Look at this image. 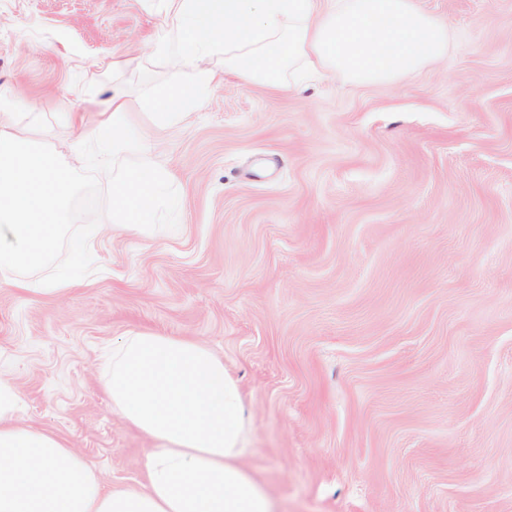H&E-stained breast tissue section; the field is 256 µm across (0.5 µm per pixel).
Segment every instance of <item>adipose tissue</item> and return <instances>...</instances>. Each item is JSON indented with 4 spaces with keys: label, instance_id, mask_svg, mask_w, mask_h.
<instances>
[{
    "label": "adipose tissue",
    "instance_id": "obj_1",
    "mask_svg": "<svg viewBox=\"0 0 512 512\" xmlns=\"http://www.w3.org/2000/svg\"><path fill=\"white\" fill-rule=\"evenodd\" d=\"M154 55L188 74L145 105L155 128L186 123L222 83L297 91L315 76L396 85L448 54L453 33L420 0H158ZM223 58L215 69L214 58ZM67 113L74 149L111 160L112 229L148 235L180 199L125 97L90 95ZM112 408L154 446L143 490H106L60 437L19 415L17 388L0 379V512H276L246 463L244 407L223 358L207 345L152 331L112 352Z\"/></svg>",
    "mask_w": 512,
    "mask_h": 512
}]
</instances>
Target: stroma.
Here are the masks:
<instances>
[{
  "label": "stroma",
  "mask_w": 512,
  "mask_h": 512,
  "mask_svg": "<svg viewBox=\"0 0 512 512\" xmlns=\"http://www.w3.org/2000/svg\"><path fill=\"white\" fill-rule=\"evenodd\" d=\"M421 3L455 31L437 66L299 93L225 77L188 125L138 129L180 185L173 221L101 220L68 293L0 286L22 418L107 486L140 488L151 447L112 408V347L151 330L223 356L278 512H512V0ZM156 7L0 0V88L70 167L61 113L171 85Z\"/></svg>",
  "instance_id": "35a3bbf8"
}]
</instances>
